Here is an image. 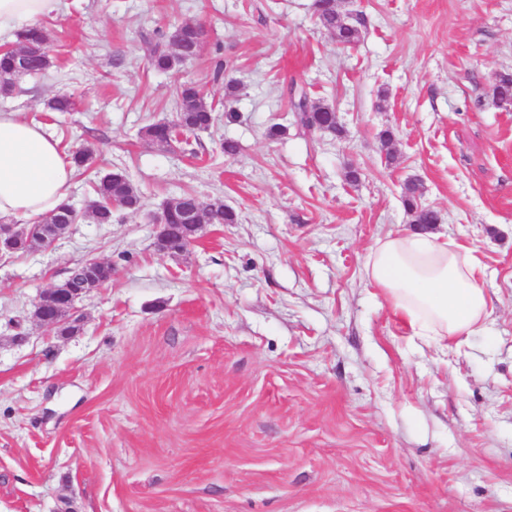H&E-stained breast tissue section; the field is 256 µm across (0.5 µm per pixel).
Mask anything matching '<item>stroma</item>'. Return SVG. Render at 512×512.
I'll use <instances>...</instances> for the list:
<instances>
[{
	"label": "stroma",
	"mask_w": 512,
	"mask_h": 512,
	"mask_svg": "<svg viewBox=\"0 0 512 512\" xmlns=\"http://www.w3.org/2000/svg\"><path fill=\"white\" fill-rule=\"evenodd\" d=\"M311 4L59 0L44 17L54 65L0 111L125 169L143 206L0 257V512H512V104L493 95L512 0H344L369 19L348 48ZM185 19L209 31L199 58L154 71L151 42ZM228 80L237 121L171 152L142 138L174 119L176 86L220 100ZM293 87L342 135L301 126ZM61 93L76 102L62 123ZM411 179L488 296L484 329L448 350L365 275L375 243L410 227ZM184 192L240 221L172 256L153 219ZM90 258L112 280L77 301L82 331L33 322Z\"/></svg>",
	"instance_id": "1"
}]
</instances>
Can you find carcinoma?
Returning <instances> with one entry per match:
<instances>
[{"mask_svg": "<svg viewBox=\"0 0 512 512\" xmlns=\"http://www.w3.org/2000/svg\"><path fill=\"white\" fill-rule=\"evenodd\" d=\"M314 12L317 23L326 30L337 44L352 47L361 38L362 29L366 28V15L362 12L347 18L338 8L336 0H314ZM206 31L197 20H184L172 27L164 35V40L151 46L150 65L157 71H172L181 62L195 60L204 45ZM51 36L49 31L35 25L15 32L12 45L0 50V96L11 94L19 79L24 76L44 74L53 66L50 55ZM175 119L165 124L154 123L144 130L146 140L160 148L170 149L178 142V137L187 133L207 131L218 120L216 105L206 99L202 91L192 83L178 86ZM494 96L501 101L512 102V73L499 76L494 88ZM291 111L296 113L298 122L310 129L324 131L339 136L343 133L342 125L336 119V110L329 104L311 99L306 90H301L290 97ZM71 159L77 171L91 176L94 206L81 219L94 224H110L113 209L137 211L141 207V196L128 173L115 169L108 178L94 171L93 151L87 147L70 150ZM422 185L416 181L405 184L403 206L411 223L422 224L431 229L440 223L438 211L423 205ZM71 203H65L49 216L33 223L28 230L31 240H38L44 233L43 224L51 222L59 226L57 233L66 234L72 224ZM193 210L200 214L202 224H234L237 213L222 202H206L192 192H184L169 199L166 223L169 224L166 248L175 255L188 250L190 237L185 224V215Z\"/></svg>", "mask_w": 512, "mask_h": 512, "instance_id": "obj_1", "label": "carcinoma"}]
</instances>
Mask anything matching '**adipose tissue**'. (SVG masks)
Masks as SVG:
<instances>
[{"label": "adipose tissue", "instance_id": "ef3b65f1", "mask_svg": "<svg viewBox=\"0 0 512 512\" xmlns=\"http://www.w3.org/2000/svg\"><path fill=\"white\" fill-rule=\"evenodd\" d=\"M57 0H0V36L32 26ZM74 165L39 124L0 113V218L34 220L67 203ZM367 279L417 336L440 346L480 330L487 296L472 251L429 232L390 235L372 247Z\"/></svg>", "mask_w": 512, "mask_h": 512}]
</instances>
